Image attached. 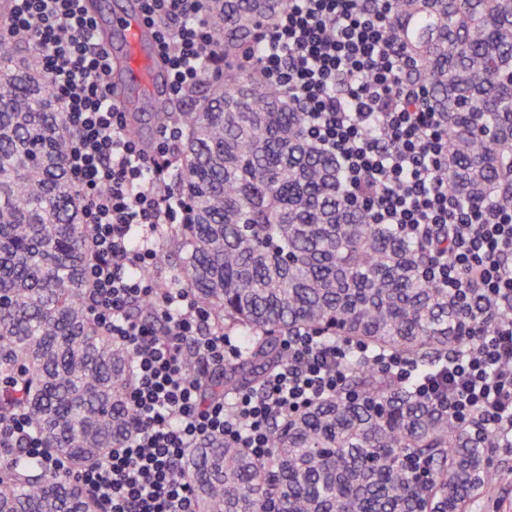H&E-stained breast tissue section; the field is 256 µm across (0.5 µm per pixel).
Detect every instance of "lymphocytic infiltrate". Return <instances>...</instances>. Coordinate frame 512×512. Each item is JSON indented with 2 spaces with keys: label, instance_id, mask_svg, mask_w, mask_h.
I'll use <instances>...</instances> for the list:
<instances>
[{
  "label": "lymphocytic infiltrate",
  "instance_id": "f902f5d3",
  "mask_svg": "<svg viewBox=\"0 0 512 512\" xmlns=\"http://www.w3.org/2000/svg\"><path fill=\"white\" fill-rule=\"evenodd\" d=\"M10 2L0 34L36 50L75 131L67 166L93 228L90 308L132 351L137 383L133 436L94 468L72 471L31 434L23 414L0 420L1 457L35 458L47 473L73 474L102 512H197L192 485L178 476L190 448L221 435L267 456L273 423L335 394L357 362L413 383L451 418L512 451V262L504 259L512 251V204L473 203L449 191L448 130L417 78V60L396 36L391 0H288L263 33L257 64L264 81L302 112L317 148L335 156L346 196L365 208L369 223L424 241L433 282L464 302L486 297L494 308L468 325L434 372L397 352L300 332L285 337L286 360L259 387L213 405L200 400L201 382L239 356L240 341L212 330L187 289L161 293L144 275L161 229L182 213L173 193L157 189L170 177L179 126L164 127L151 153L123 132L82 0ZM143 2L174 99L223 76L203 0ZM145 302L165 333L130 314L131 304Z\"/></svg>",
  "mask_w": 512,
  "mask_h": 512
}]
</instances>
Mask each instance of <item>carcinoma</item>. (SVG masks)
I'll return each instance as SVG.
<instances>
[{"label": "carcinoma", "instance_id": "carcinoma-1", "mask_svg": "<svg viewBox=\"0 0 512 512\" xmlns=\"http://www.w3.org/2000/svg\"><path fill=\"white\" fill-rule=\"evenodd\" d=\"M287 0H205L224 80L181 126L168 190L181 223L165 226L172 264L212 329L241 331L240 362L205 381L206 403L286 359L301 329L397 351L430 370L463 340L484 303L463 307L423 274V246L370 224L345 197L336 158L245 54ZM394 24L448 127V189L470 201L512 184V0H395ZM72 131L38 60L0 37V420L27 415L75 471L132 433L131 351L89 308L90 227L66 155ZM270 452L211 436L180 476L198 512H465L489 479L490 438L378 371L353 364L342 389L279 418ZM421 458L429 472L412 473ZM0 512H100L79 483L34 461L0 460Z\"/></svg>", "mask_w": 512, "mask_h": 512}]
</instances>
